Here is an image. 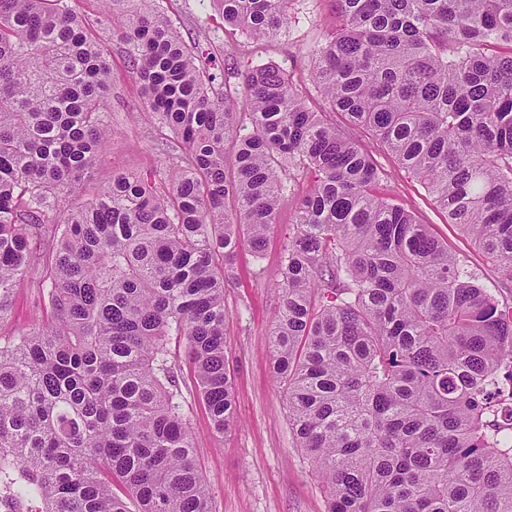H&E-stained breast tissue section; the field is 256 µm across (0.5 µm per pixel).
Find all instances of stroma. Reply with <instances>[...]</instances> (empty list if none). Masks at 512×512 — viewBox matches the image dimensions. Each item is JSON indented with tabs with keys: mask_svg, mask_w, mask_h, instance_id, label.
Segmentation results:
<instances>
[{
	"mask_svg": "<svg viewBox=\"0 0 512 512\" xmlns=\"http://www.w3.org/2000/svg\"><path fill=\"white\" fill-rule=\"evenodd\" d=\"M83 17L91 33L106 37L112 64L107 141L95 182L111 181L124 172L162 170L166 162L156 148L157 123L143 110L140 84L132 70V46L113 34L114 22L124 18V0H67ZM186 43L197 42L216 58L236 60L240 70L275 64L296 84L307 108L327 111L328 105L313 83V51L336 26L334 0H292L290 22L272 38L254 40L224 24L218 0H154ZM381 178L376 193L412 210L421 223L447 242L464 259L481 284L505 307H512V280L491 270L488 257L462 230L450 224L423 185L414 179L369 134H359ZM312 177L299 175L281 201L278 222L270 231L261 255L250 247L236 254L224 281L229 311L226 356L235 395L236 421L225 435H216L208 416L194 398H187L196 459L211 489L214 512H326V500L302 448L288 423V399L273 377L269 334L279 306L282 253L288 228ZM38 291L21 281L11 319L0 326L9 336L43 320Z\"/></svg>",
	"mask_w": 512,
	"mask_h": 512,
	"instance_id": "35a3bbf8",
	"label": "stroma"
}]
</instances>
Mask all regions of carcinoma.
Masks as SVG:
<instances>
[{
  "instance_id": "obj_1",
  "label": "carcinoma",
  "mask_w": 512,
  "mask_h": 512,
  "mask_svg": "<svg viewBox=\"0 0 512 512\" xmlns=\"http://www.w3.org/2000/svg\"><path fill=\"white\" fill-rule=\"evenodd\" d=\"M291 0H221L254 39ZM313 80L244 75L152 0L118 28L145 107L178 149L166 177L121 173L85 197L111 129L104 46L66 0H0V323L18 284L46 320L0 335V512H213L184 412L235 421L224 266L255 252L298 172L270 336L288 420L327 512H512V308L427 224L373 190L376 137L512 279V0H336ZM235 142L232 170L225 143Z\"/></svg>"
}]
</instances>
